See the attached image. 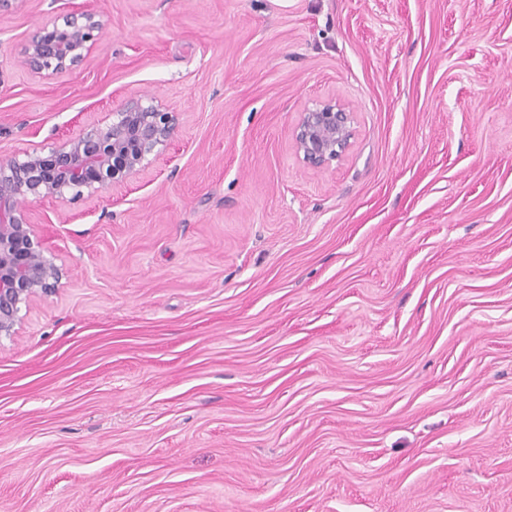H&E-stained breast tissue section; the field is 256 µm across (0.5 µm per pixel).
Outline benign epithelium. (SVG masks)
<instances>
[{"label":"benign epithelium","mask_w":512,"mask_h":512,"mask_svg":"<svg viewBox=\"0 0 512 512\" xmlns=\"http://www.w3.org/2000/svg\"><path fill=\"white\" fill-rule=\"evenodd\" d=\"M92 11L71 9L33 30L21 48V63L43 76L75 69L103 35ZM178 113L152 99L132 98L112 113V122L90 123L50 148L0 163V338L15 335L22 308L52 295L61 269L38 237L29 204L47 197L73 203L139 175L148 157L166 146ZM353 138L352 112L334 97L299 113L292 140L308 165L341 159Z\"/></svg>","instance_id":"1"}]
</instances>
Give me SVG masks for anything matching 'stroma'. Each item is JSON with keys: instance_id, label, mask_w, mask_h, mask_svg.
Instances as JSON below:
<instances>
[{"instance_id": "1", "label": "stroma", "mask_w": 512, "mask_h": 512, "mask_svg": "<svg viewBox=\"0 0 512 512\" xmlns=\"http://www.w3.org/2000/svg\"><path fill=\"white\" fill-rule=\"evenodd\" d=\"M66 9L102 38L32 73ZM134 97L179 114L145 171L30 206L62 278L0 340V512H512V0L0 12V162ZM104 22L92 11L71 9L33 30L21 48V63L43 76H61L75 69L103 35ZM352 119V112L333 97L305 108L292 133L296 153L314 168L340 160L353 138Z\"/></svg>"}]
</instances>
